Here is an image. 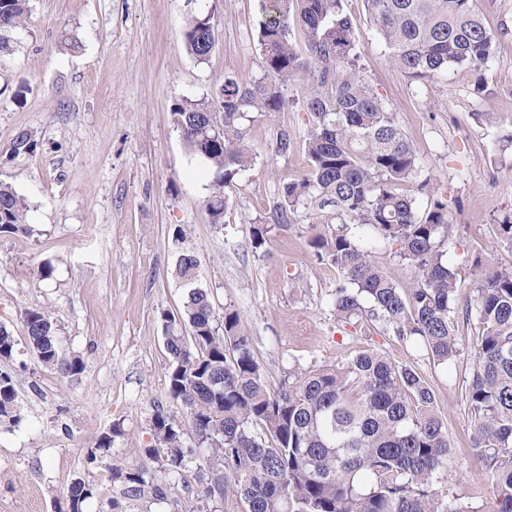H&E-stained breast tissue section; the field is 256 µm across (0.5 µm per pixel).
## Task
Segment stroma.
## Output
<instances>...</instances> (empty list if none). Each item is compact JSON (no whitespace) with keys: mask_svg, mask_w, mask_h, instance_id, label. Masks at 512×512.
Listing matches in <instances>:
<instances>
[{"mask_svg":"<svg viewBox=\"0 0 512 512\" xmlns=\"http://www.w3.org/2000/svg\"><path fill=\"white\" fill-rule=\"evenodd\" d=\"M497 33L496 53L474 95L469 72L414 80L390 60L362 0H345L354 17L362 75L448 197L455 246L448 260L463 297L475 289V263L512 267V243L497 222L512 212V153L500 149L512 129V0H475ZM14 52L0 58V179L25 198L31 231L0 236V323L15 338L17 400L26 418L0 428V512H54L70 482L90 474L100 489L85 512H108L112 484L85 457L112 422L122 423L116 456L151 445L155 402L182 415L166 396L169 356L161 314L181 308L175 277L174 225H187L201 261V284L216 309L238 311L270 384L295 368L318 369L373 347L412 366L432 388L461 463L448 493L490 512L491 486L473 456L462 385L475 329L460 325L462 352L443 368L426 349L376 323L364 331L337 320L334 270L317 265L308 242L331 230L329 213L298 209L256 254L253 225L270 222L281 182L303 175L308 116L289 107L249 123L254 164L229 192L223 229L205 203L212 174L196 161L174 125L180 97H198L225 76L260 75L254 23L260 0H30ZM211 14L220 39L206 61L187 51L182 32L192 16ZM288 130L294 146L273 145ZM31 132L33 155L11 157L15 136ZM51 262L53 277L38 268ZM49 310L63 349L83 356L77 379L60 380L27 348L21 312ZM201 483L195 471L164 504L145 497L128 512H193Z\"/></svg>","mask_w":512,"mask_h":512,"instance_id":"35a3bbf8","label":"stroma"}]
</instances>
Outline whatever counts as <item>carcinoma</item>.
Returning <instances> with one entry per match:
<instances>
[{
    "mask_svg": "<svg viewBox=\"0 0 512 512\" xmlns=\"http://www.w3.org/2000/svg\"><path fill=\"white\" fill-rule=\"evenodd\" d=\"M345 0H260L254 26L262 77L234 76L207 95L182 97L173 123L190 153L212 172L206 201L210 223L224 228L226 189L253 163L247 121L270 117L298 103L308 113L307 173L282 182L273 223L252 228L262 254L273 228H288L298 205L328 209L336 225L309 241L317 264L336 272L331 300L337 319L353 327L380 321L422 344L433 363L446 367L460 355L455 319L474 322L470 377L463 392L471 424L470 447L491 482L490 512H512V268L475 261L477 286L459 310L460 286L447 259L448 198L426 179L422 208L398 191L416 179L419 159L393 113L357 70L359 47ZM395 65L412 79H435L459 69L480 74L495 55L498 37L487 28L475 0H363ZM28 0H0V57L13 53L12 34L23 26ZM307 37V56L292 42V27ZM199 61L209 58L219 32L208 15L183 32ZM301 87L300 99L290 95ZM36 142L23 131L11 155H31ZM26 234L27 205L0 180V234ZM171 241L176 278L187 289L182 310L161 313L170 356L167 394L180 402L178 418L159 403L149 427L154 444L135 449L142 463L112 454L124 435L120 423L103 430L86 453L118 485L111 512L147 493L168 500L170 482L194 467L208 472L200 510L229 497L245 512H468L448 497L455 460L435 395L413 368L398 366L375 348L343 363L288 372L271 387L251 340L232 308L215 309L200 285L201 266L188 227L177 224ZM414 270L405 291L373 257L378 243ZM32 357L60 379L78 377L84 359L61 348L56 323L45 308L21 314ZM15 339L0 324V423L24 419L16 376L9 368ZM191 434L196 446L185 443ZM162 472L165 479L157 477ZM98 485L74 479L55 512H83Z\"/></svg>",
    "mask_w": 512,
    "mask_h": 512,
    "instance_id": "obj_1",
    "label": "carcinoma"
}]
</instances>
